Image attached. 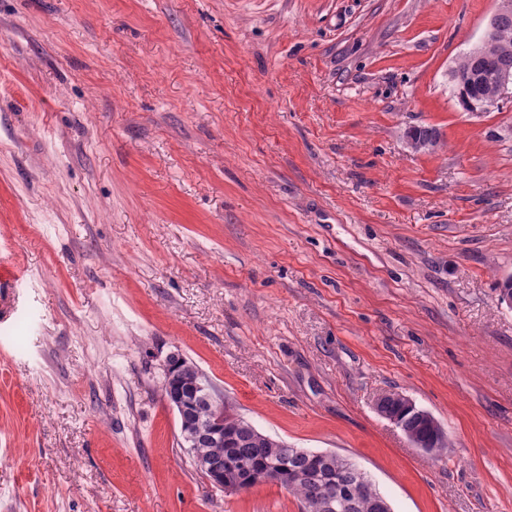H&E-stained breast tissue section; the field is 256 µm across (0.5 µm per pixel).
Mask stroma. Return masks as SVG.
I'll use <instances>...</instances> for the list:
<instances>
[{
    "mask_svg": "<svg viewBox=\"0 0 512 512\" xmlns=\"http://www.w3.org/2000/svg\"><path fill=\"white\" fill-rule=\"evenodd\" d=\"M494 9L0 0V512H301L195 470L174 353L393 512H512V101L449 79ZM392 392L453 452L378 415Z\"/></svg>",
    "mask_w": 512,
    "mask_h": 512,
    "instance_id": "obj_1",
    "label": "stroma"
}]
</instances>
